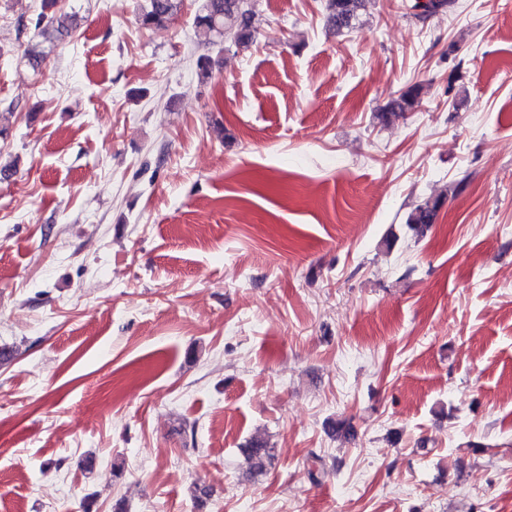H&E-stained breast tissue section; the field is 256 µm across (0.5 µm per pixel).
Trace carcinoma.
<instances>
[{
	"mask_svg": "<svg viewBox=\"0 0 512 512\" xmlns=\"http://www.w3.org/2000/svg\"><path fill=\"white\" fill-rule=\"evenodd\" d=\"M361 0H327L326 25L336 31L350 28L356 18V10ZM456 0H414L411 9L414 16L424 19L441 10L454 9ZM178 0H146L139 14L140 25L144 28L162 26L174 20L177 15ZM254 11L250 0H203L195 13V28L217 38H226L234 44L246 47L253 42ZM76 14L66 11L62 0H42L41 11L30 19L34 31L42 37L43 42L52 46L64 43L72 37ZM220 64V56L203 55L197 59L199 79L205 81L212 75L213 69ZM418 94L410 89L392 102L380 119L388 123L394 118L414 109ZM440 202L427 201L414 208L406 219L407 228L417 237H422L435 223ZM245 458L252 472L265 469L271 458L270 449L261 440L251 441L243 449Z\"/></svg>",
	"mask_w": 512,
	"mask_h": 512,
	"instance_id": "1",
	"label": "carcinoma"
}]
</instances>
